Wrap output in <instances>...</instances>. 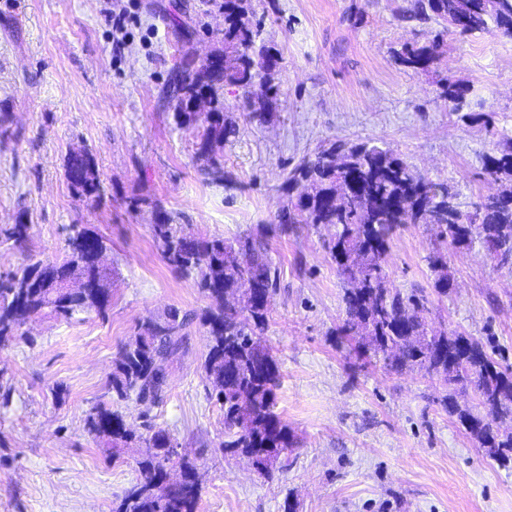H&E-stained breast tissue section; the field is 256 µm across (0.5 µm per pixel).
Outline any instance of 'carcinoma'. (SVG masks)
Segmentation results:
<instances>
[{"instance_id":"obj_1","label":"carcinoma","mask_w":512,"mask_h":512,"mask_svg":"<svg viewBox=\"0 0 512 512\" xmlns=\"http://www.w3.org/2000/svg\"><path fill=\"white\" fill-rule=\"evenodd\" d=\"M243 0H224V66L183 68L176 74L173 119L180 129L198 130L194 159L198 173L211 183H224V167L215 148L237 134L236 122L224 114V88L240 91V109L251 118H262L277 107L279 87L268 62L278 53L258 41L259 30L247 17ZM414 16L438 17L447 22L463 19L458 34L497 31L512 39V0H416ZM441 42L406 48L395 55L398 65L417 73L431 70ZM207 91L212 104L206 113L191 112L187 101ZM468 88L449 83L445 99L459 110ZM486 173L505 182L501 191L487 197L475 211L442 223L441 207L448 184L417 174L391 150L368 142L349 145L333 141L314 158L294 167L288 177V201L278 214L282 230L290 224L317 228L331 226L334 238L328 252L340 275L351 259L360 286L345 291V318L338 333L356 341L359 351L394 371H424L443 378L454 387L478 392L477 403L460 405L455 392L441 399L456 423L487 454L502 464L512 461V432L494 430L502 417L512 418V368L501 367L483 344L444 327L431 328L424 297L405 294L387 286L386 257L391 238L405 224H431L437 236L454 249L477 242L498 254L503 265L512 259V144L485 162ZM73 192L87 201L105 196L93 155L72 153L65 164ZM354 183L344 208L329 201L336 197L339 181ZM156 220L153 237L167 265L177 274L194 280L208 305L201 313L180 314L169 310L137 327L112 364L109 394L112 403L94 406L86 417L88 432L114 459L126 448L144 446L148 452L137 459L136 476L116 503L113 512H198L200 475L194 461L180 465L184 489L164 492L160 483L175 444L168 432L144 426L138 432L126 420L122 404L135 400L154 404L165 391L170 361L187 339L186 329L197 321L206 330L203 379L208 396L224 412V447L250 455L260 473L270 475L274 462L263 458L264 448H291L295 435L276 411L280 387L279 361L263 334L277 291V269L265 247L249 237L233 241L221 236L194 233L179 224L176 215L153 202ZM31 225L22 221L5 231L13 245L22 248ZM103 237L80 224L67 227L66 254L60 262L31 261L0 281V347L22 335L19 310L40 314L48 309L69 319L94 312L106 316L112 301V273L97 264ZM435 273L434 287L448 294L453 279L445 254L428 257ZM78 276L82 287L70 291L56 280Z\"/></svg>"}]
</instances>
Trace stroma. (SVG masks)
Here are the masks:
<instances>
[{
	"instance_id": "1",
	"label": "stroma",
	"mask_w": 512,
	"mask_h": 512,
	"mask_svg": "<svg viewBox=\"0 0 512 512\" xmlns=\"http://www.w3.org/2000/svg\"><path fill=\"white\" fill-rule=\"evenodd\" d=\"M223 0H0V276L27 260L62 259L66 228L103 236L115 272L106 317L44 312L26 338L0 350V512H112L135 477L136 451L107 458L88 411L107 401L113 359L139 323L168 309L198 312L193 280L171 272L156 246L151 201L192 231L268 244L279 269L264 334L281 372L276 410L296 438L272 479L224 448L220 404L208 398L207 334L191 325L162 399L124 407L136 425L168 431L203 476L199 512H512V463L489 458L440 404L446 386L398 374L337 335L345 284L325 243L332 230H278L291 170L329 142L393 150L419 174L468 201L494 194L487 156L512 138V39L460 36L413 17L416 0H250L251 20L281 57L276 112L244 116L239 94L224 111L239 133L219 148L224 181L196 172L192 132L173 117L181 57L216 45ZM131 6L125 33L109 15ZM443 37L430 74L398 65L397 51ZM467 86L463 110L444 81ZM96 160L101 204L79 199L65 175L69 153ZM30 224L26 249L6 241ZM430 226L394 234L390 287L428 300L435 324L479 340L512 367V269L480 246L449 250L454 279L438 294Z\"/></svg>"
}]
</instances>
